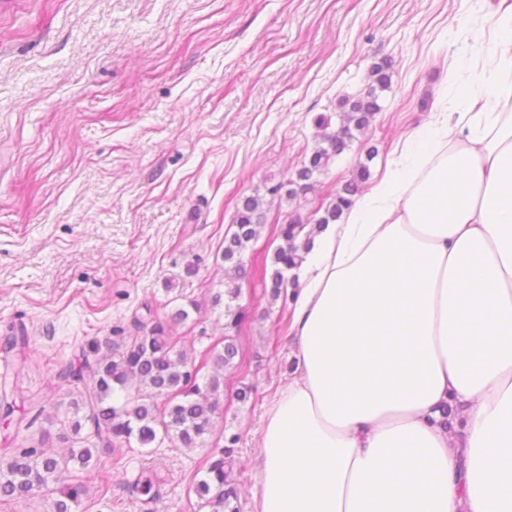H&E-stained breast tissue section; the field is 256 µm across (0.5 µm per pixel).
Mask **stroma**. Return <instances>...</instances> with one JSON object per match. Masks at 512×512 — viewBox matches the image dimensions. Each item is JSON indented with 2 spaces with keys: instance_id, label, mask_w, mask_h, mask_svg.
Masks as SVG:
<instances>
[{
  "instance_id": "obj_1",
  "label": "stroma",
  "mask_w": 512,
  "mask_h": 512,
  "mask_svg": "<svg viewBox=\"0 0 512 512\" xmlns=\"http://www.w3.org/2000/svg\"><path fill=\"white\" fill-rule=\"evenodd\" d=\"M502 0H0V339L24 329L11 374L16 426L0 458L36 443L46 422L29 398L53 395L82 347L163 320L170 300L200 313L174 326L189 362L224 334L216 256L239 198L284 181L316 144L315 119L362 91L374 61L393 63L381 112L301 202L310 214L349 180L369 145L370 182L404 172L402 143L438 113L478 97L472 79L497 45L486 23ZM266 226L246 269L271 262L287 202L265 198ZM199 272L184 277L187 261ZM244 369L224 374L218 432L238 435L234 475L248 512L268 398L288 381L290 314L242 278ZM247 386L246 402L235 397ZM207 448L117 451L83 474L78 512H200L190 493ZM159 498L131 492L142 476ZM110 491L100 495L101 483Z\"/></svg>"
}]
</instances>
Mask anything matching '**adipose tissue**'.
Segmentation results:
<instances>
[{
    "mask_svg": "<svg viewBox=\"0 0 512 512\" xmlns=\"http://www.w3.org/2000/svg\"><path fill=\"white\" fill-rule=\"evenodd\" d=\"M489 25L483 111L415 130L305 256L250 512H512V5Z\"/></svg>",
    "mask_w": 512,
    "mask_h": 512,
    "instance_id": "adipose-tissue-1",
    "label": "adipose tissue"
}]
</instances>
